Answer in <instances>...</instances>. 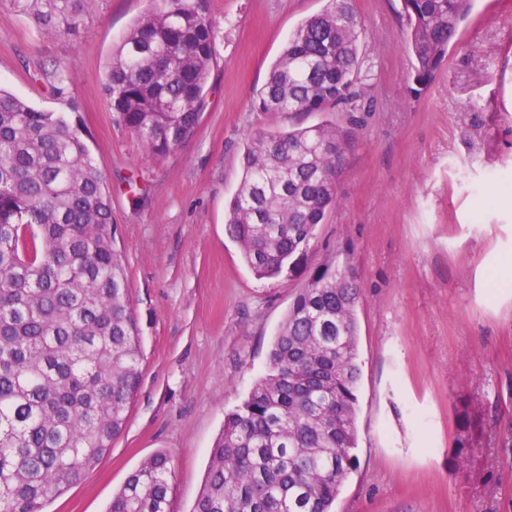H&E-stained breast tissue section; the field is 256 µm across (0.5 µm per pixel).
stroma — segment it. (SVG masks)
I'll return each instance as SVG.
<instances>
[{"instance_id": "obj_1", "label": "stroma", "mask_w": 512, "mask_h": 512, "mask_svg": "<svg viewBox=\"0 0 512 512\" xmlns=\"http://www.w3.org/2000/svg\"><path fill=\"white\" fill-rule=\"evenodd\" d=\"M149 0H93L80 37L37 34L0 0V88L81 121L112 202L141 387L110 451L47 512H105L147 458L171 456V512H189L224 416L268 371L274 337L318 271L360 285L356 466L332 512H512V0H474L425 86L401 0H353L370 107L302 116L349 129L339 204L275 279L225 231L247 135L287 128L252 108L290 33L326 0H209L216 55L195 130L161 158L119 124L103 81ZM64 64L57 95L45 71ZM481 419L461 447L459 401ZM471 468H460L462 458Z\"/></svg>"}]
</instances>
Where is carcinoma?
I'll return each mask as SVG.
<instances>
[{"mask_svg":"<svg viewBox=\"0 0 512 512\" xmlns=\"http://www.w3.org/2000/svg\"><path fill=\"white\" fill-rule=\"evenodd\" d=\"M42 35L73 40L91 0H17ZM405 45L419 84L433 81L471 0H402ZM363 24L351 0H327L302 21L254 108L290 117L351 112ZM207 0H151L112 52L106 98L151 154L197 125L213 64ZM350 132L339 124L249 136L228 234L259 279L294 265L339 203L336 178ZM348 269L300 289L268 373L225 415L191 512H330L355 467L356 304ZM123 251L84 133L62 112L0 89V512H46L112 448L141 372ZM459 443L474 413L460 405ZM170 457L129 474L106 512H170Z\"/></svg>","mask_w":512,"mask_h":512,"instance_id":"1","label":"carcinoma"}]
</instances>
